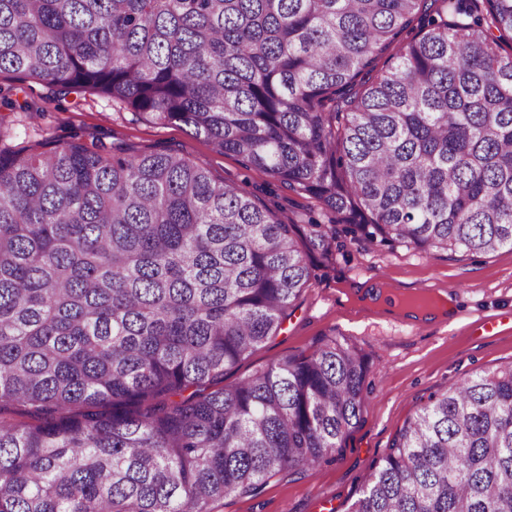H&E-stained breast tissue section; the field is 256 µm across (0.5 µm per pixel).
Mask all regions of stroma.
Listing matches in <instances>:
<instances>
[{
	"label": "stroma",
	"instance_id": "obj_1",
	"mask_svg": "<svg viewBox=\"0 0 512 512\" xmlns=\"http://www.w3.org/2000/svg\"><path fill=\"white\" fill-rule=\"evenodd\" d=\"M73 139L103 153L118 142L147 152L178 150L217 180L258 196L300 233L324 218L315 199L245 168L183 126L154 123L95 94H63L38 79L0 73L1 146L24 144L37 153L46 143ZM335 229L331 258L308 253L310 279L278 335L228 369L224 382L310 352L322 338L345 339L369 366L362 422L315 472L282 473L256 495L225 499L217 512H349L372 465L432 393L512 363V250L425 255L368 241L342 220ZM372 290L396 297L444 291L455 319L416 322L386 313L366 301ZM491 320L497 330L487 329Z\"/></svg>",
	"mask_w": 512,
	"mask_h": 512
}]
</instances>
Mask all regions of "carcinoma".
I'll return each instance as SVG.
<instances>
[{"label":"carcinoma","mask_w":512,"mask_h":512,"mask_svg":"<svg viewBox=\"0 0 512 512\" xmlns=\"http://www.w3.org/2000/svg\"><path fill=\"white\" fill-rule=\"evenodd\" d=\"M506 40L512 0H0V72L183 125L426 255L512 249ZM333 242L174 150L0 149V512H214L320 466L361 422L355 347L222 382ZM350 512H512V363L430 395Z\"/></svg>","instance_id":"cac0c4a2"}]
</instances>
